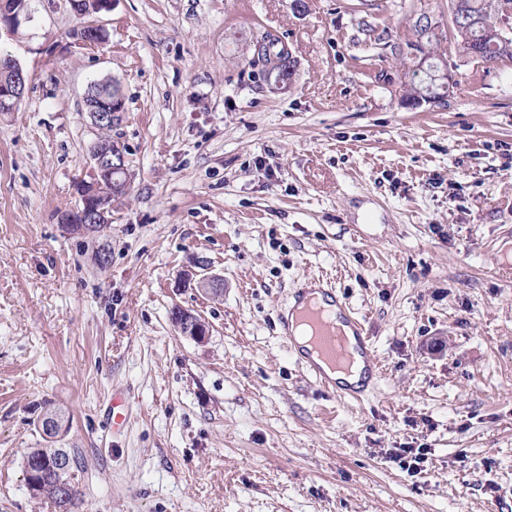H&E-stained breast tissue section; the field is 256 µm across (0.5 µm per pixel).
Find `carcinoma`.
<instances>
[{"instance_id":"1","label":"carcinoma","mask_w":512,"mask_h":512,"mask_svg":"<svg viewBox=\"0 0 512 512\" xmlns=\"http://www.w3.org/2000/svg\"><path fill=\"white\" fill-rule=\"evenodd\" d=\"M457 12L481 21L479 26L460 24L449 33V42L463 55L484 62L497 58L512 59V44L508 46L493 45L483 35V28L496 26L512 18V0H452ZM252 65L260 67L261 75L272 70L282 73L284 82L288 83L294 75V60L279 38L266 34L254 45ZM59 455L56 448H35L26 456L24 466H30L39 472V487L33 495L51 499L59 512H72L78 495L75 480L63 481L55 471Z\"/></svg>"}]
</instances>
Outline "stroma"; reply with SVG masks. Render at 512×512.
I'll return each mask as SVG.
<instances>
[{
  "label": "stroma",
  "instance_id": "35a3bbf8",
  "mask_svg": "<svg viewBox=\"0 0 512 512\" xmlns=\"http://www.w3.org/2000/svg\"><path fill=\"white\" fill-rule=\"evenodd\" d=\"M423 13L448 0H114L87 49L69 0H35L0 30L27 78L0 113V512H55L26 485L33 448L76 456L75 512H512V61L447 49L453 94L408 106ZM265 33L295 61L286 89L251 63ZM107 77L130 187L87 237L60 215ZM319 275L383 369L358 402L279 334ZM179 308L208 335L180 334ZM408 447L428 451L414 476L389 456ZM32 0L22 1L18 8L13 11L0 12V27L10 33L19 32L23 24L28 23L33 18V9L30 6ZM84 23L86 22H81V25H83ZM76 28L70 30V32L68 33V37H70L75 32ZM103 30L105 29L102 25H100L97 22V20L88 21L84 26H82L80 30H77L76 33H74L71 36V43L82 45L85 47L98 46L102 43V41L99 38H96V36H99L101 31Z\"/></svg>",
  "mask_w": 512,
  "mask_h": 512
}]
</instances>
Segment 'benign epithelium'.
<instances>
[{
  "mask_svg": "<svg viewBox=\"0 0 512 512\" xmlns=\"http://www.w3.org/2000/svg\"><path fill=\"white\" fill-rule=\"evenodd\" d=\"M31 0H22L13 11L0 12V27L8 32H18L23 24L33 18ZM103 26L91 20L71 36L72 43L85 47H95L101 44L98 39ZM485 36L495 43L507 45L512 42V27L500 24L493 29L484 30ZM12 75V82L0 84V112L14 110L23 98L26 78L19 62L14 58L0 59V72ZM412 71L416 74L429 76V83L424 86L419 102L433 107L441 105L456 88V74L446 61L437 64L431 61V56L419 51L414 54ZM86 112L94 126L110 125L118 120L119 113L124 111L123 97L112 98V86L90 99L84 96ZM128 167L126 154L119 144L103 143L90 153L89 179L79 184L80 204L74 209V214L64 222V226L72 231H89L97 224L112 223L111 212L99 202L96 194L98 183L102 180L112 186H120L127 179Z\"/></svg>",
  "mask_w": 512,
  "mask_h": 512,
  "instance_id": "obj_1",
  "label": "benign epithelium"
}]
</instances>
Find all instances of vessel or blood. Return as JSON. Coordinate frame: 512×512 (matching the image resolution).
<instances>
[{
  "label": "vessel or blood",
  "instance_id": "b4317fda",
  "mask_svg": "<svg viewBox=\"0 0 512 512\" xmlns=\"http://www.w3.org/2000/svg\"><path fill=\"white\" fill-rule=\"evenodd\" d=\"M278 321L289 353L325 391L358 400L380 376L382 368L364 323L324 279L307 280L295 295L294 307L279 313ZM355 355L365 363L363 379L356 385L339 383L333 368L343 367Z\"/></svg>",
  "mask_w": 512,
  "mask_h": 512
}]
</instances>
